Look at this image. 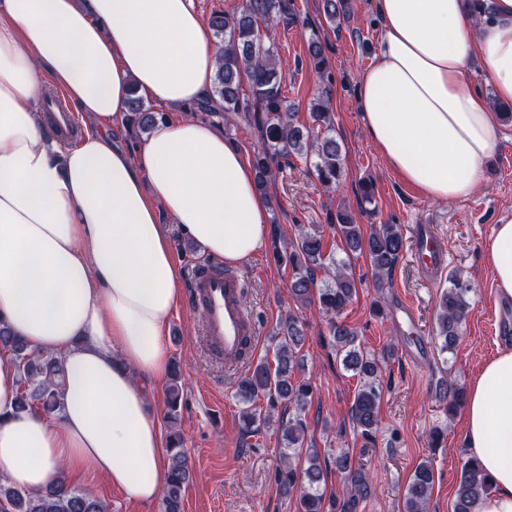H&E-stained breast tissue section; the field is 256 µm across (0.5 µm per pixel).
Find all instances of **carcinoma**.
<instances>
[{
  "label": "carcinoma",
  "mask_w": 512,
  "mask_h": 512,
  "mask_svg": "<svg viewBox=\"0 0 512 512\" xmlns=\"http://www.w3.org/2000/svg\"><path fill=\"white\" fill-rule=\"evenodd\" d=\"M323 16L328 25L338 29L349 18V0H321ZM296 18L294 0H245L243 8L230 15L222 11L211 14L208 26L221 43L219 67L212 94L196 103L195 111L224 118L243 112L251 115L259 128L262 148L253 155L258 191H266L273 177L276 159L297 156L312 161L318 181L327 187L335 185L343 175L342 144L331 134V116L327 101L331 88L324 86L310 105L312 126L296 121L297 113L285 103L281 75L277 62V46L265 30L281 21ZM308 52L313 69L324 74L327 58L320 38L310 34ZM248 79L251 96H241L242 79ZM145 101L133 95L129 101L126 121L133 131L149 132L163 120ZM345 248L352 253H366L377 277V287L394 267L404 246L400 230L394 224H379L364 231L351 213L336 209V223L331 225ZM284 257L292 276L290 292L301 308L315 304L319 312L329 317V337L335 352L342 356L343 366L358 376L360 385L351 406V416L361 435L369 437L378 425V409L382 386L378 360L361 348L358 332L336 322V316L353 300L356 293L354 275L349 264L326 252L323 235L298 226L295 236L282 239ZM325 279L317 280L316 271ZM451 287L439 300L437 335L446 351L460 339L468 316L466 295L469 286L457 277L450 278ZM305 339L302 323L293 313L279 324L274 335L273 358H262L250 364L238 385V395L246 404L242 411V430L257 433L270 425L274 411L284 405L294 406L295 416L282 425L287 448L298 452L307 443V425L301 416L308 403L310 384L297 382L294 370L300 367L296 358L298 347ZM0 348L9 351L16 361L19 390L16 409L20 412L42 411L52 414L59 410L62 398V364L59 356L32 349L8 324L0 320ZM183 387L176 373L170 375L165 392L166 418L176 423L182 405ZM170 468L161 499V512H183V500L192 473L183 448V437L173 430L167 437ZM304 469L292 462V456L276 474L277 483L285 494L299 493L298 512H324L321 485L324 471L318 452L306 453ZM346 485L358 493L365 486L361 468L353 467L347 453L337 457ZM435 482L434 468L422 462L415 468L403 497V512H426ZM492 489L489 477L473 458L461 468L454 512H472V505ZM0 508L3 512H106L105 503L91 492L75 488L59 480L45 489L30 492L13 487L0 479Z\"/></svg>",
  "instance_id": "1"
}]
</instances>
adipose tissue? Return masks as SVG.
Segmentation results:
<instances>
[{
    "label": "adipose tissue",
    "instance_id": "obj_1",
    "mask_svg": "<svg viewBox=\"0 0 512 512\" xmlns=\"http://www.w3.org/2000/svg\"><path fill=\"white\" fill-rule=\"evenodd\" d=\"M373 0L383 23L358 77L361 120L387 166L427 196L481 189L505 140L489 101L512 103V0ZM480 58L493 95L468 73ZM218 58L195 0H0V318L60 355L55 415L14 410L19 374L0 352V476L38 491L91 470L127 501L155 500L170 465L150 384L169 371L181 296L166 226L215 261L247 262L269 234L253 169L217 125L182 115ZM87 124L61 143L36 109L43 82ZM176 110L135 149L114 135L130 92ZM512 299V219L485 247ZM470 455L493 488L474 512H512V350L487 363L464 407Z\"/></svg>",
    "mask_w": 512,
    "mask_h": 512
}]
</instances>
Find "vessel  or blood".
I'll list each match as a JSON object with an SVG mask.
<instances>
[{"label":"vessel or blood","mask_w":512,"mask_h":512,"mask_svg":"<svg viewBox=\"0 0 512 512\" xmlns=\"http://www.w3.org/2000/svg\"><path fill=\"white\" fill-rule=\"evenodd\" d=\"M412 230L420 266L433 276L442 273L448 260L443 237L425 224ZM246 286L242 272L216 263L197 266L189 284L188 302L204 314L205 341L228 369L238 367L256 344L255 319L243 303Z\"/></svg>","instance_id":"1"}]
</instances>
